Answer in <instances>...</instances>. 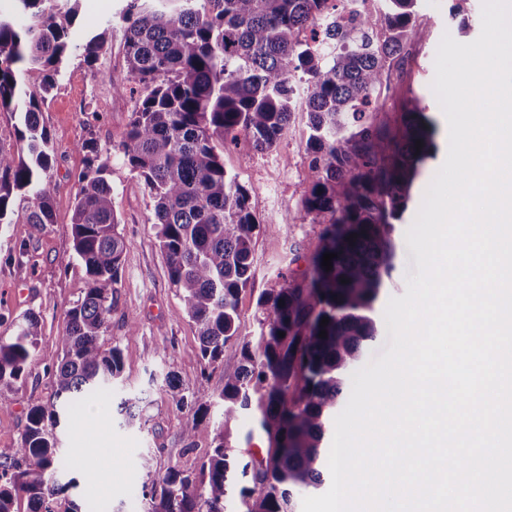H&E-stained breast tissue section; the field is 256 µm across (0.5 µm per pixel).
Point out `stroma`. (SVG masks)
<instances>
[{
    "label": "stroma",
    "instance_id": "stroma-1",
    "mask_svg": "<svg viewBox=\"0 0 512 512\" xmlns=\"http://www.w3.org/2000/svg\"><path fill=\"white\" fill-rule=\"evenodd\" d=\"M127 3L79 0L73 43H82L88 33L106 27L112 30V43L97 63L104 79H93L80 57L69 59L43 114L54 146L53 223L34 229L19 211L13 223L0 224V336L13 335L26 312L38 315L41 329L36 357L21 379L7 388L8 399L0 404V461L4 462L12 458L21 440L29 408L53 399L50 367L58 354L57 338L65 326L66 309L86 286L85 270L72 257L71 239L76 179L87 158L80 145L91 138L101 152L110 154L113 204L121 219L118 230L129 249L106 342L120 347L124 369L117 382L77 404L55 430L73 464L69 475L76 482L60 500L62 512L73 505L80 512H94L91 501L96 493L107 503L104 512H144L146 477L139 467L144 454L151 456L159 475L175 465L197 469L210 443L187 445L182 430L188 413L178 410L166 379L175 377L200 399L215 400L224 389L225 368L236 366L240 358L233 345L226 346L222 358L211 366L198 356L195 329L178 312L180 300L169 284L166 259L156 242L152 204L117 148L133 106L132 94L112 90L126 74L122 15ZM453 4L454 0H417L419 28L411 58L404 70L391 73L382 92L385 110L378 119L389 127H396L403 104L414 96L428 112L442 117L431 89L440 40L447 34L470 43L482 29V0H470L465 25L451 19ZM305 123L303 115H296L287 136L269 152H254L244 140L224 151L225 169L248 188L251 209L266 225L254 240L256 275L240 296L246 333L258 330V297L280 287L283 279L303 280L320 245L321 225L307 221L281 225L285 213L300 207L306 187ZM422 200V192H415L402 219L394 224L398 261L385 283L388 296L404 295L407 278L417 272L405 233ZM131 320L137 324L133 333L127 328ZM135 395L143 399L141 421L121 425L117 406Z\"/></svg>",
    "mask_w": 512,
    "mask_h": 512
}]
</instances>
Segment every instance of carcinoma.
I'll use <instances>...</instances> for the list:
<instances>
[{
	"label": "carcinoma",
	"mask_w": 512,
	"mask_h": 512,
	"mask_svg": "<svg viewBox=\"0 0 512 512\" xmlns=\"http://www.w3.org/2000/svg\"><path fill=\"white\" fill-rule=\"evenodd\" d=\"M14 2L34 23L20 33L0 15V112L19 115L20 123L17 151L0 149V224L12 223L17 204L39 228L53 223L54 150L43 106L70 53L78 4L62 10L55 0ZM342 2L129 0L127 71L112 89L133 84L138 97L119 150L153 202L156 241L179 313L196 328L199 356L210 366L227 344L241 355L224 369L214 434L206 423L212 403L167 381L176 405L190 413L183 437L191 445L210 437L211 448L196 472L176 465L157 476L151 457H141L145 512H224L236 497L244 512H296V498L324 482L325 432L345 373L376 338L374 305L395 269L393 221L407 208L420 165L435 157L438 133L415 98L405 102L395 132L377 122L383 83L418 33L417 0H382L380 12L345 24L331 20ZM111 41L107 27L82 44L94 78ZM21 70L39 83L19 84ZM298 112L308 129L307 187L284 222L323 225L321 246L305 281L286 280L259 297V335L244 336L239 299L255 277L253 241L263 224L248 188L225 170L224 146L243 137L268 152ZM81 149L88 160L77 179L71 236L86 288L65 312L53 400L29 408L19 448L0 462V512H16L21 494L30 512H54L53 503L74 487L72 479L62 482L67 467L53 433L60 414L122 373L121 350L104 347V337L128 244L117 231L111 157L93 141ZM326 252L337 254L329 271ZM322 330L327 337H319ZM38 336L33 312L13 335L0 336V387L23 375ZM139 402H120L124 424L138 419ZM245 411L254 412L268 440L265 456L247 461L232 437Z\"/></svg>",
	"instance_id": "cac0c4a2"
}]
</instances>
